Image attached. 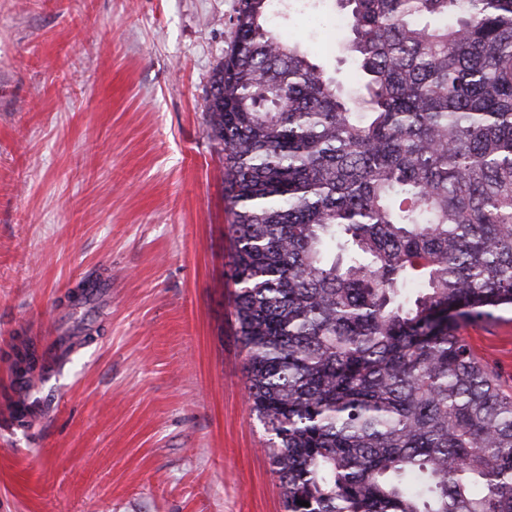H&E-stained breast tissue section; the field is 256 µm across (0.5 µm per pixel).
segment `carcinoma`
Instances as JSON below:
<instances>
[{
    "label": "carcinoma",
    "mask_w": 512,
    "mask_h": 512,
    "mask_svg": "<svg viewBox=\"0 0 512 512\" xmlns=\"http://www.w3.org/2000/svg\"><path fill=\"white\" fill-rule=\"evenodd\" d=\"M338 4L363 93L236 0L203 109L284 508L512 512V397L461 336L512 305V0Z\"/></svg>",
    "instance_id": "cac0c4a2"
}]
</instances>
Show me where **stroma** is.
<instances>
[{"instance_id":"35a3bbf8","label":"stroma","mask_w":512,"mask_h":512,"mask_svg":"<svg viewBox=\"0 0 512 512\" xmlns=\"http://www.w3.org/2000/svg\"><path fill=\"white\" fill-rule=\"evenodd\" d=\"M236 0H0V512H284L204 101ZM336 0L282 31L357 93ZM512 395V309L462 331ZM12 350L11 371L22 380L23 384H28L36 371L37 359L35 354L24 342L13 346Z\"/></svg>"}]
</instances>
